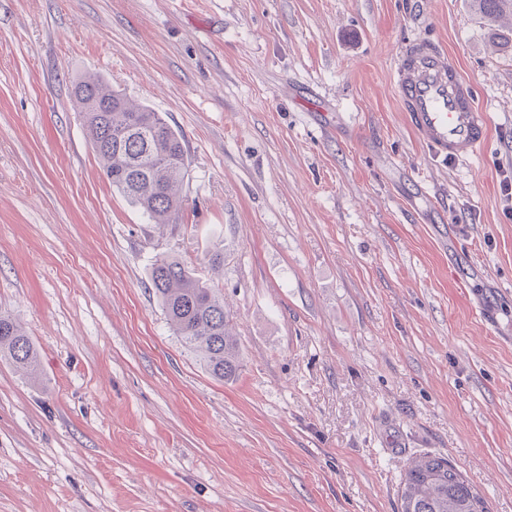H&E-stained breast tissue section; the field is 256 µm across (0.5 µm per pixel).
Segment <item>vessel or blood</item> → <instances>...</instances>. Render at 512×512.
Masks as SVG:
<instances>
[{"instance_id": "obj_1", "label": "vessel or blood", "mask_w": 512, "mask_h": 512, "mask_svg": "<svg viewBox=\"0 0 512 512\" xmlns=\"http://www.w3.org/2000/svg\"><path fill=\"white\" fill-rule=\"evenodd\" d=\"M394 91L417 136L438 158L460 160L487 141L490 117L442 47L416 39L400 52Z\"/></svg>"}]
</instances>
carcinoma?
I'll list each match as a JSON object with an SVG mask.
<instances>
[{
  "label": "carcinoma",
  "mask_w": 512,
  "mask_h": 512,
  "mask_svg": "<svg viewBox=\"0 0 512 512\" xmlns=\"http://www.w3.org/2000/svg\"><path fill=\"white\" fill-rule=\"evenodd\" d=\"M489 21L512 12V0H472ZM89 142L106 179L151 224H176L185 205L187 174L182 135L160 113L134 104L99 75L73 87ZM153 292L174 332L221 382L237 378L242 359L229 328L224 298L183 262L156 258L149 272ZM31 378L40 373L38 354L22 328L0 315V357ZM401 512H489L486 500L444 457L425 455L411 463L401 482Z\"/></svg>",
  "instance_id": "cac0c4a2"
}]
</instances>
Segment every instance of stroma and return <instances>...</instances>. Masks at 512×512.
<instances>
[{
	"instance_id": "obj_1",
	"label": "stroma",
	"mask_w": 512,
	"mask_h": 512,
	"mask_svg": "<svg viewBox=\"0 0 512 512\" xmlns=\"http://www.w3.org/2000/svg\"><path fill=\"white\" fill-rule=\"evenodd\" d=\"M510 35L470 0H0V314L41 363L0 358V512H400L424 454L512 512ZM412 39L474 82V156L408 127ZM88 73L183 133L178 223L103 177ZM161 254L223 295L232 383ZM153 292L174 332L221 382L237 378L242 359L229 328L224 298L183 262L168 255L156 258L149 272Z\"/></svg>"
}]
</instances>
